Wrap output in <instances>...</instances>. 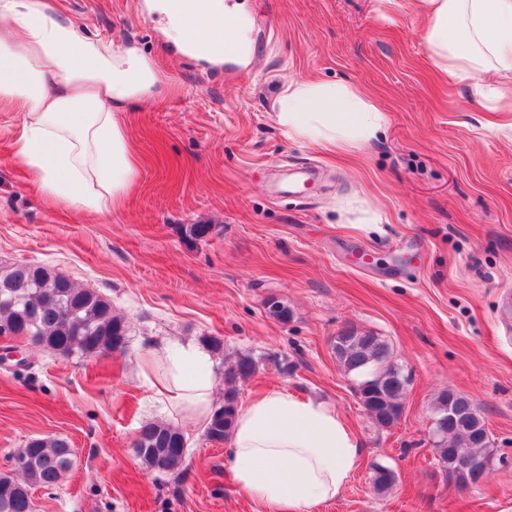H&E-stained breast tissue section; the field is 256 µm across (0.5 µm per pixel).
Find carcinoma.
<instances>
[{"label": "carcinoma", "mask_w": 512, "mask_h": 512, "mask_svg": "<svg viewBox=\"0 0 512 512\" xmlns=\"http://www.w3.org/2000/svg\"><path fill=\"white\" fill-rule=\"evenodd\" d=\"M30 333L36 343L56 354L92 356L97 353L124 352L127 324L98 293L76 286L67 276L34 264L0 267V335L23 336ZM344 341L335 349L336 360L347 374L361 377L358 392L363 398L374 392L383 396L381 406L369 417L378 428L388 429L400 419L399 389L409 376L390 361L386 342L372 333L353 330L342 333ZM257 370L250 357L238 358L224 373L228 388L224 403L212 411L206 423V436L214 443L225 442L231 432L238 407L235 383L251 377ZM453 409L455 422L437 435V461L448 478L456 470L454 450L485 457L492 454L485 439V422L469 398L453 389L443 390L435 404V418L448 419ZM184 432L169 423L147 422L138 434L137 458L153 472L175 473L185 462ZM73 450L65 438H32L19 449L14 470L0 474V512H34L29 492L52 489L70 468ZM386 476H374L373 488L379 494L395 485L397 476L380 465Z\"/></svg>", "instance_id": "1"}]
</instances>
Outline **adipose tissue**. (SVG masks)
<instances>
[{"label": "adipose tissue", "instance_id": "obj_1", "mask_svg": "<svg viewBox=\"0 0 512 512\" xmlns=\"http://www.w3.org/2000/svg\"><path fill=\"white\" fill-rule=\"evenodd\" d=\"M432 64L452 82L512 80V0H417ZM175 44L208 60L247 51L246 14L224 0H156ZM165 82L139 48L92 39L46 0H0V112L20 124L13 149L48 199L86 214L108 212L133 186L138 164L121 118ZM288 139L348 151L376 137L385 114L358 88L292 79L276 99ZM142 377L153 398L185 423L206 421L216 378L208 349L164 339ZM229 468L265 512H310L334 500L363 449L330 403L283 388L239 405Z\"/></svg>", "mask_w": 512, "mask_h": 512}]
</instances>
